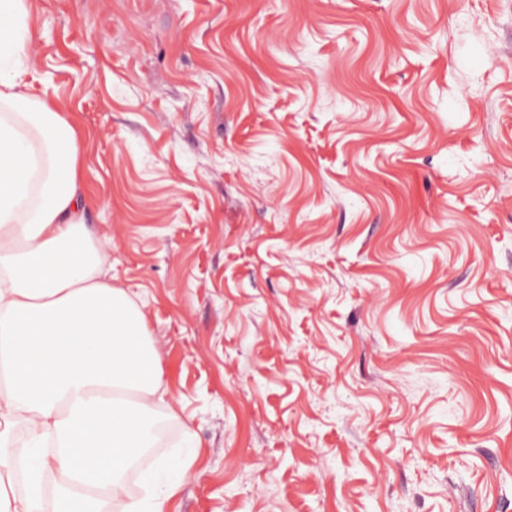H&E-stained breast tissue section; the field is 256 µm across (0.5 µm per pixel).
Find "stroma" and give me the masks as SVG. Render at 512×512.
<instances>
[{
    "label": "stroma",
    "instance_id": "stroma-1",
    "mask_svg": "<svg viewBox=\"0 0 512 512\" xmlns=\"http://www.w3.org/2000/svg\"><path fill=\"white\" fill-rule=\"evenodd\" d=\"M30 2L170 512H512V0Z\"/></svg>",
    "mask_w": 512,
    "mask_h": 512
}]
</instances>
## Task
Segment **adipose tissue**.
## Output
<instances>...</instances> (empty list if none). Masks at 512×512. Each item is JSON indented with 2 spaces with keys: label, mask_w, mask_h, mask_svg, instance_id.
Segmentation results:
<instances>
[{
  "label": "adipose tissue",
  "mask_w": 512,
  "mask_h": 512,
  "mask_svg": "<svg viewBox=\"0 0 512 512\" xmlns=\"http://www.w3.org/2000/svg\"><path fill=\"white\" fill-rule=\"evenodd\" d=\"M29 0H0V512H168L176 484L127 499L162 387L145 317L101 278L74 127L25 91ZM22 438H15V427ZM23 473L24 492L13 479Z\"/></svg>",
  "instance_id": "obj_1"
}]
</instances>
